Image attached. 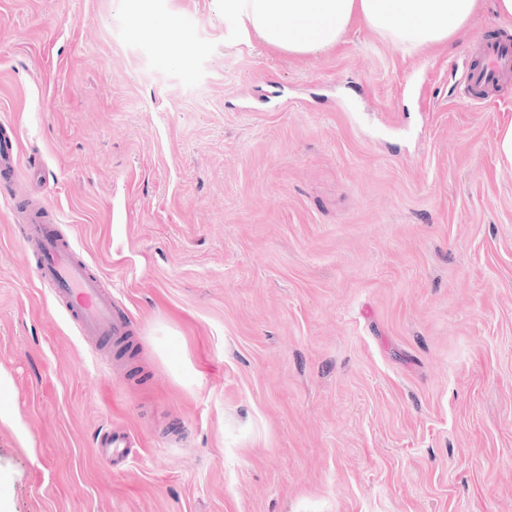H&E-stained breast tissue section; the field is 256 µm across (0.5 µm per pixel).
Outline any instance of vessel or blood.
<instances>
[{
    "label": "vessel or blood",
    "instance_id": "1",
    "mask_svg": "<svg viewBox=\"0 0 512 512\" xmlns=\"http://www.w3.org/2000/svg\"><path fill=\"white\" fill-rule=\"evenodd\" d=\"M481 60L465 69L458 85L475 104H490L489 92L504 80L512 79V44L483 41ZM20 174L18 143L0 140V180L14 182ZM53 212L40 208L27 215L21 238L35 254L33 275L56 302L77 323L80 334L96 346L119 345L131 327L126 315L112 301V290L77 257L72 240L59 235Z\"/></svg>",
    "mask_w": 512,
    "mask_h": 512
}]
</instances>
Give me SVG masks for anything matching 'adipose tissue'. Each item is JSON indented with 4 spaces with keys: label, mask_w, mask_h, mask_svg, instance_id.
I'll return each mask as SVG.
<instances>
[{
    "label": "adipose tissue",
    "mask_w": 512,
    "mask_h": 512,
    "mask_svg": "<svg viewBox=\"0 0 512 512\" xmlns=\"http://www.w3.org/2000/svg\"><path fill=\"white\" fill-rule=\"evenodd\" d=\"M479 0H224L240 42L310 54L342 43L353 20L382 33L396 49L465 36Z\"/></svg>",
    "instance_id": "adipose-tissue-1"
}]
</instances>
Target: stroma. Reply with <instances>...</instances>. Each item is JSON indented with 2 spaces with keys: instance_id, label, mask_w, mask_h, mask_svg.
Instances as JSON below:
<instances>
[{
  "instance_id": "1",
  "label": "stroma",
  "mask_w": 512,
  "mask_h": 512,
  "mask_svg": "<svg viewBox=\"0 0 512 512\" xmlns=\"http://www.w3.org/2000/svg\"><path fill=\"white\" fill-rule=\"evenodd\" d=\"M496 33L481 0L460 40L294 54L222 0H0V512H512V112L454 78ZM24 199L131 362L35 281ZM19 174L17 140L3 138L0 140V178L11 183L19 177Z\"/></svg>"
}]
</instances>
